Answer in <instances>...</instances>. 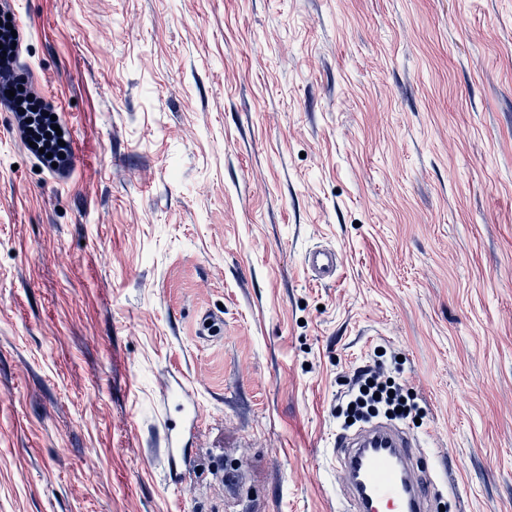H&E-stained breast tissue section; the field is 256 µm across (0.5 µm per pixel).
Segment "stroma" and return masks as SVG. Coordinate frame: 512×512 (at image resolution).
Returning a JSON list of instances; mask_svg holds the SVG:
<instances>
[{
    "label": "stroma",
    "mask_w": 512,
    "mask_h": 512,
    "mask_svg": "<svg viewBox=\"0 0 512 512\" xmlns=\"http://www.w3.org/2000/svg\"><path fill=\"white\" fill-rule=\"evenodd\" d=\"M10 6L74 156L0 104V512H340L377 358L435 506L512 512V0ZM304 264L315 282H334L339 268L336 251L328 248H317L307 252ZM374 382V385H371ZM379 393V396H376ZM345 409L351 404L365 409L366 412L375 416L379 407L385 409V414L397 420L415 421L420 415V407L415 398L403 383L395 380H382L380 376L370 369L363 368L354 374L352 384L346 394ZM402 407L403 411L397 413L396 408ZM391 412V415H388ZM182 446V427L167 428L166 431V455L168 463L173 469L178 470V466H186L188 456L186 448Z\"/></svg>",
    "instance_id": "obj_1"
}]
</instances>
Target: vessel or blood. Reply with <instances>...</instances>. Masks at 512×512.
<instances>
[{"label":"vessel or blood","mask_w":512,"mask_h":512,"mask_svg":"<svg viewBox=\"0 0 512 512\" xmlns=\"http://www.w3.org/2000/svg\"><path fill=\"white\" fill-rule=\"evenodd\" d=\"M304 264L314 281L332 282L339 258L334 250L317 248L305 254ZM166 455L171 467L187 464L180 429H167ZM336 462L348 479L347 512H366L370 498L379 512H429L431 483L419 446L400 425L376 422L356 434L337 436Z\"/></svg>","instance_id":"1"}]
</instances>
